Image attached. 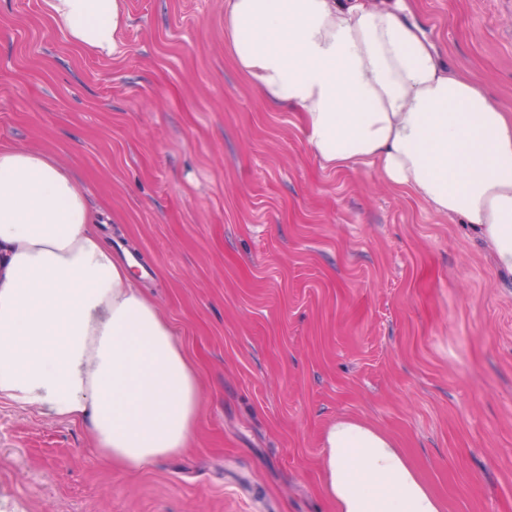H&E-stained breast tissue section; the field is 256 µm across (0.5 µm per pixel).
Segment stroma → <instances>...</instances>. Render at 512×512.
Returning <instances> with one entry per match:
<instances>
[{
    "mask_svg": "<svg viewBox=\"0 0 512 512\" xmlns=\"http://www.w3.org/2000/svg\"><path fill=\"white\" fill-rule=\"evenodd\" d=\"M512 113V0H405ZM123 52L0 0V143L70 169L203 383L191 448L131 471L0 401V512H332L323 429L398 443L445 512H512V285L457 221L323 168L224 44L223 0H124Z\"/></svg>",
    "mask_w": 512,
    "mask_h": 512,
    "instance_id": "obj_1",
    "label": "stroma"
}]
</instances>
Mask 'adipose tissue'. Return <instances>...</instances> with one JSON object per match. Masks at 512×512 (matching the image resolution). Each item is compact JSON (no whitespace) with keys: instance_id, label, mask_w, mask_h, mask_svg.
<instances>
[{"instance_id":"obj_1","label":"adipose tissue","mask_w":512,"mask_h":512,"mask_svg":"<svg viewBox=\"0 0 512 512\" xmlns=\"http://www.w3.org/2000/svg\"><path fill=\"white\" fill-rule=\"evenodd\" d=\"M71 42L121 52L123 0H42ZM401 0H224V42L269 104L295 111L323 167L362 168L464 224L512 275V114L445 65ZM85 426L138 470L191 446L201 379L112 253L77 179L0 146V400ZM336 512H443L396 442L339 418L320 440Z\"/></svg>"}]
</instances>
